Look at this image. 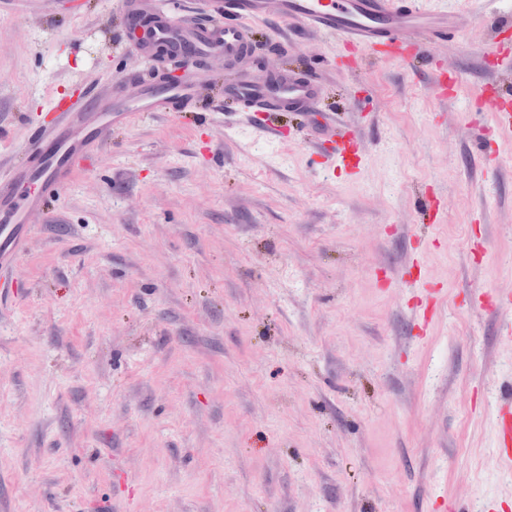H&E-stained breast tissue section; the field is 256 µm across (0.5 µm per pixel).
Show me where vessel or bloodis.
Wrapping results in <instances>:
<instances>
[{"mask_svg":"<svg viewBox=\"0 0 512 512\" xmlns=\"http://www.w3.org/2000/svg\"><path fill=\"white\" fill-rule=\"evenodd\" d=\"M209 21L179 23L175 11L160 13L158 0H128L134 14L154 15L146 33L151 41H165L177 54L196 61L206 55L224 56L228 64L248 52L253 23L275 17L303 31L338 36L359 51L378 52L413 39L426 45L453 37L457 15L448 7L427 8L420 0H203ZM201 75L174 86L143 82L135 97H127L124 83L96 111H80L57 101L56 118L37 126L24 147L25 159L0 175V270L12 269L23 253L31 227L27 215L43 199L68 184L86 154L112 126L129 124L141 112L158 108L178 111L199 100ZM249 112L276 109L307 110L317 102L321 86L311 77L284 75L269 78L241 72L231 89ZM336 162L359 169L358 139L337 141ZM496 466L512 472V399L498 406L495 429Z\"/></svg>","mask_w":512,"mask_h":512,"instance_id":"obj_1","label":"vessel or blood"}]
</instances>
